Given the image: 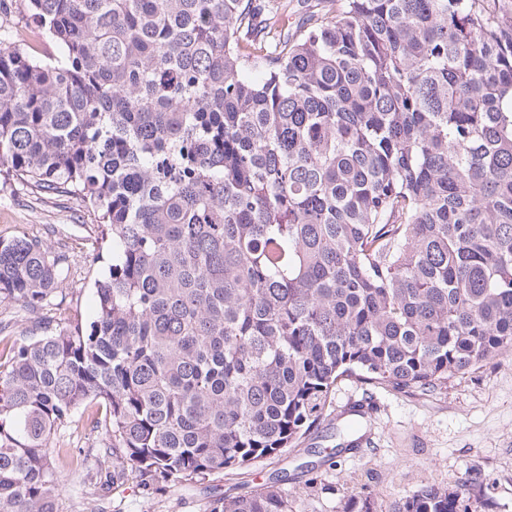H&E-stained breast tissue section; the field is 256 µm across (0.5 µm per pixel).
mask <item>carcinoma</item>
<instances>
[{"label":"carcinoma","mask_w":512,"mask_h":512,"mask_svg":"<svg viewBox=\"0 0 512 512\" xmlns=\"http://www.w3.org/2000/svg\"><path fill=\"white\" fill-rule=\"evenodd\" d=\"M25 2L55 52L0 48V177L89 202L112 263L90 321L0 351V512H58L89 402L112 484L199 481L296 446L345 377L423 393L512 349V0H317L291 34L252 0ZM67 270L0 240V302ZM99 405L95 402L87 403L68 427L61 429L54 445L60 448H81L95 452L96 448H102L104 443H111V437L100 428H94L89 417L97 413ZM89 418V419H88Z\"/></svg>","instance_id":"cac0c4a2"}]
</instances>
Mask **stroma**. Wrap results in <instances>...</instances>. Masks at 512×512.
I'll list each match as a JSON object with an SVG mask.
<instances>
[{"label": "stroma", "mask_w": 512, "mask_h": 512, "mask_svg": "<svg viewBox=\"0 0 512 512\" xmlns=\"http://www.w3.org/2000/svg\"><path fill=\"white\" fill-rule=\"evenodd\" d=\"M43 52L23 0H0V47ZM101 227L80 199H52L19 182L0 188V239H40L67 257L69 272L57 305L34 316L0 303V334L39 336L60 318L91 319L94 283L109 261L96 256ZM97 403L84 406L61 429L60 448L93 451L109 442L91 418ZM329 420L281 455L203 480L143 487L135 478L112 487L99 476L61 478L59 512H210L215 499L250 492L280 481L293 512H343L349 497H370L377 512L428 485H469L472 496H488L490 512H512V352L452 375L427 394L392 393L338 382Z\"/></svg>", "instance_id": "obj_1"}]
</instances>
